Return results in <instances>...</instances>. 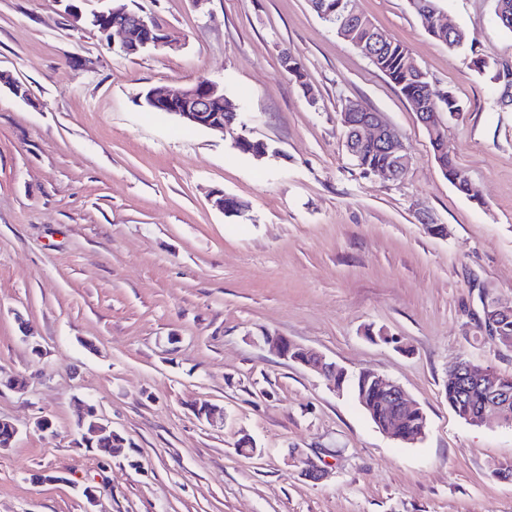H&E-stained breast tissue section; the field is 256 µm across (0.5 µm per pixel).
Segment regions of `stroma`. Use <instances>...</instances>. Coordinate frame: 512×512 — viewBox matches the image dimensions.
I'll return each instance as SVG.
<instances>
[{
  "instance_id": "1",
  "label": "stroma",
  "mask_w": 512,
  "mask_h": 512,
  "mask_svg": "<svg viewBox=\"0 0 512 512\" xmlns=\"http://www.w3.org/2000/svg\"><path fill=\"white\" fill-rule=\"evenodd\" d=\"M123 2L180 49L129 56L62 0H0V70L29 90L0 91V374L28 379L0 389V419L19 430L0 449V512H512V482L492 475L512 464V426L469 425L445 394L462 359L512 376V347L481 325L482 298L512 307V80L471 64L512 68L495 0H439L456 51L408 0H355L459 101V118L438 119L478 204L443 176L397 87L309 0ZM200 79L223 85L264 157L144 103ZM350 101L402 139L400 180L348 154ZM219 195L245 211H219ZM266 331L399 383L425 438L384 435L333 379L255 344ZM87 400L119 455L80 446ZM203 401L223 423L197 418ZM41 416L51 433L35 430ZM306 456L323 479L305 477Z\"/></svg>"
}]
</instances>
